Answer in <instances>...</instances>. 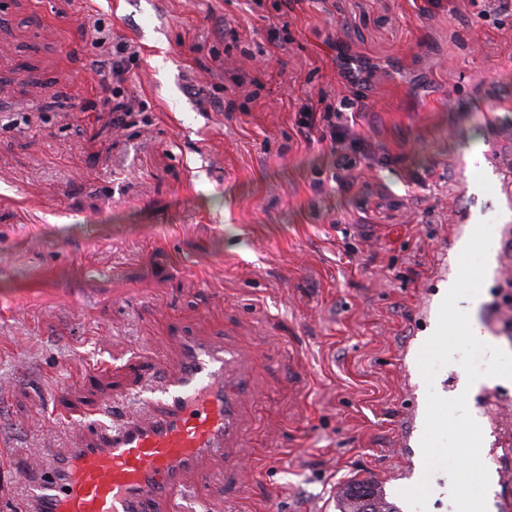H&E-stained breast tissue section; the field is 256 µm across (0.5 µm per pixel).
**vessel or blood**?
<instances>
[{"mask_svg":"<svg viewBox=\"0 0 512 512\" xmlns=\"http://www.w3.org/2000/svg\"><path fill=\"white\" fill-rule=\"evenodd\" d=\"M180 357L158 377L140 411L112 427L90 422L39 472L29 512H206L213 481L200 468L220 457L240 432V406L249 396L241 349H225L206 337L178 330ZM438 337L415 348L427 359L435 391L446 389V367L436 353ZM471 405L435 422L432 436L417 434L424 449L465 443L471 436Z\"/></svg>","mask_w":512,"mask_h":512,"instance_id":"b4317fda","label":"vessel or blood"}]
</instances>
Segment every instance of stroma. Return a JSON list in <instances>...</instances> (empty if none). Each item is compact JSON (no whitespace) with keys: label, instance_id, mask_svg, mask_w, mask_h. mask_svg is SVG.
<instances>
[{"label":"stroma","instance_id":"stroma-1","mask_svg":"<svg viewBox=\"0 0 512 512\" xmlns=\"http://www.w3.org/2000/svg\"><path fill=\"white\" fill-rule=\"evenodd\" d=\"M0 0V512L78 429L135 414L176 322L240 347L251 395L210 512H339L369 480L401 512H448L402 447L429 397L410 347L440 301L453 217L512 222V0ZM104 21L135 46L134 126L102 111ZM372 76L346 99L343 58ZM246 84L224 109L228 74ZM348 113L365 157L336 167L302 104ZM491 279L479 312L512 350ZM512 387L485 397L512 470Z\"/></svg>","mask_w":512,"mask_h":512}]
</instances>
